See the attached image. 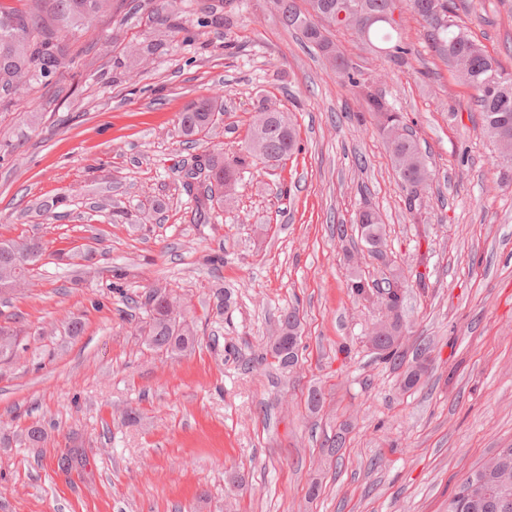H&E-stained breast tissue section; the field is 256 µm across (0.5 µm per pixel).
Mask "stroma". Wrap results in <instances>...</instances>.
<instances>
[{"mask_svg":"<svg viewBox=\"0 0 512 512\" xmlns=\"http://www.w3.org/2000/svg\"><path fill=\"white\" fill-rule=\"evenodd\" d=\"M455 3L511 71L512 0ZM158 5L112 0L61 37L47 74L0 89V240L46 249L27 284L0 296V322L21 332L0 361V512H448L458 484L512 448V180L498 176L471 89L410 9L404 61L377 38H334L427 154L415 224L385 138L352 119L359 95L273 0H247L229 27L226 0H178L163 22ZM136 44L150 53L131 80L122 61ZM201 98L224 114L189 143L179 116ZM263 100L287 113L299 151L244 169L198 222L187 172L209 153L238 154ZM366 207L408 284L405 367L429 348L410 390L370 345L375 293L347 286L385 271L354 223ZM151 285L194 317L187 355L143 345L133 299ZM220 290L232 294L224 310ZM293 309L299 362L286 371L266 354ZM76 318L82 331L68 335Z\"/></svg>","mask_w":512,"mask_h":512,"instance_id":"stroma-1","label":"stroma"}]
</instances>
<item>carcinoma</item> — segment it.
<instances>
[{"instance_id": "1", "label": "carcinoma", "mask_w": 512, "mask_h": 512, "mask_svg": "<svg viewBox=\"0 0 512 512\" xmlns=\"http://www.w3.org/2000/svg\"><path fill=\"white\" fill-rule=\"evenodd\" d=\"M44 0H31L25 14L0 10V86L10 87L17 78L36 64L55 61L58 51V29L42 16ZM54 20L66 23L74 18H90L109 9L112 0H53ZM404 2L424 22L425 41L455 67L458 76L475 94L472 99L480 112L484 133L494 142L512 139V73L489 56L484 46L466 27L455 19V0H274L283 24L301 32L303 38L316 47L328 60L334 76L351 88L359 90L365 112L358 115L364 121L369 114L387 140L394 167L403 187L409 190L406 207L416 211L417 193L431 181L427 160L417 140L407 127L404 116L386 99L370 91L363 74L336 50L331 39L334 32L353 31L368 37L375 28L385 30L382 41L386 57L398 60L411 48L391 16ZM353 9L364 16L362 28H352L336 19L341 11ZM221 116L210 98L195 101L180 114L181 134L187 141L200 140L209 133ZM298 150V132L285 113L260 104L250 127L244 154L230 160L210 155L206 159L207 174L196 191L190 185L184 190L192 197L195 214L206 217L211 210L223 206L238 184L237 174L249 161L260 160L275 166ZM357 223L369 252L378 260L387 261L384 229L380 214L371 209L361 210ZM44 254L41 242L28 238L0 241V295L17 290L29 269ZM404 287L400 275L387 280L382 303L397 311L403 319L402 297L396 289ZM143 320L139 327L144 345L170 357L193 350L195 328L180 310L177 298L163 287H151L140 303ZM300 321L294 311L283 314L277 334L273 336L274 356L296 353L299 345ZM18 346V332L10 325L0 324V356L12 354Z\"/></svg>"}]
</instances>
